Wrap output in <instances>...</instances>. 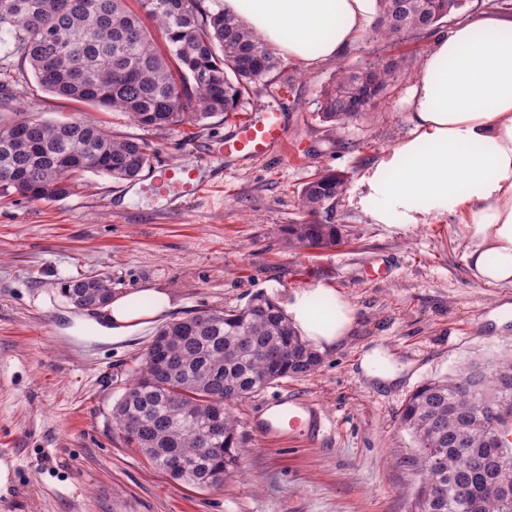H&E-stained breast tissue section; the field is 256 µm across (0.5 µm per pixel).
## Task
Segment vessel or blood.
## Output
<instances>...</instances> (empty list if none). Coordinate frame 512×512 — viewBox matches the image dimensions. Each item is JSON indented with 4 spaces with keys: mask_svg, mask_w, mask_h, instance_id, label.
<instances>
[{
    "mask_svg": "<svg viewBox=\"0 0 512 512\" xmlns=\"http://www.w3.org/2000/svg\"><path fill=\"white\" fill-rule=\"evenodd\" d=\"M289 119L285 112H263L237 126L219 148L218 159L228 161L237 157L254 160L279 154L288 140ZM153 191L163 197L191 201L201 197L213 182L210 164L173 166L163 170L149 168L146 175ZM278 406L291 409L293 425L302 426L307 439L319 437L325 428V416L313 403L280 396Z\"/></svg>",
    "mask_w": 512,
    "mask_h": 512,
    "instance_id": "1",
    "label": "vessel or blood"
}]
</instances>
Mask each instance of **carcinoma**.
Wrapping results in <instances>:
<instances>
[{
  "mask_svg": "<svg viewBox=\"0 0 512 512\" xmlns=\"http://www.w3.org/2000/svg\"><path fill=\"white\" fill-rule=\"evenodd\" d=\"M0 0V38L56 95L127 114L140 128L203 127L240 110L278 61L258 36L204 0ZM466 4L456 0H376L374 32L387 40L434 30ZM161 33L152 36L148 23ZM397 63L378 59L360 72L338 70L321 117L344 124L360 96L386 88ZM150 163L147 143L89 120L49 122L22 114L0 124V196L29 202L66 198L87 172L134 182ZM346 178L326 172L301 191L311 220L288 225V244L324 250L340 228L316 220ZM71 303L112 300L108 275L61 285ZM318 352L263 293L236 310L202 309L161 327L112 408L124 444L169 479L193 489L223 486L245 449L231 406L283 378L320 365ZM512 416V361L474 364L430 379L409 395L400 422L419 448L420 484L410 512H512L497 491V470L512 469V443L498 433ZM219 431L204 440V429ZM463 437L466 445L456 446Z\"/></svg>",
  "mask_w": 512,
  "mask_h": 512,
  "instance_id": "1",
  "label": "carcinoma"
}]
</instances>
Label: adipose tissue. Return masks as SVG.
<instances>
[{
	"mask_svg": "<svg viewBox=\"0 0 512 512\" xmlns=\"http://www.w3.org/2000/svg\"><path fill=\"white\" fill-rule=\"evenodd\" d=\"M370 0H224L289 59H339L367 20ZM411 133L361 179L357 204L374 223L406 227L465 214L468 260L489 284L512 283V16L483 12L455 25L424 57L412 88ZM142 288L114 296L92 325L121 340L171 308ZM288 314L319 349L346 336L350 306L318 283L293 293Z\"/></svg>",
	"mask_w": 512,
	"mask_h": 512,
	"instance_id": "ef3b65f1",
	"label": "adipose tissue"
}]
</instances>
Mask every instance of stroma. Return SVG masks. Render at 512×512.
Masks as SVG:
<instances>
[{"mask_svg": "<svg viewBox=\"0 0 512 512\" xmlns=\"http://www.w3.org/2000/svg\"><path fill=\"white\" fill-rule=\"evenodd\" d=\"M433 34L393 44L364 30L337 61L314 68L281 57L241 115L287 108V158L230 161L196 201L168 199L141 182L86 173L75 194L32 203L0 197V512H409L419 482L417 447L401 411L422 382L512 356V285L476 277L464 218L398 228L376 224L351 199L363 174L408 136L411 89ZM396 60L377 102L347 125L319 116L338 66ZM90 119L143 137L155 165L212 161L234 125L212 118L185 139L181 129L142 131L120 112L68 100L29 81L0 88V119ZM343 173L341 194L320 219L338 225L339 245L289 247L284 230L305 222L300 192L314 174ZM112 278L114 293L160 286L170 319L198 309L233 310L261 292L283 302L323 281L354 310L353 324L312 375L282 379L234 408L246 453L219 490L170 481L112 425V406L156 334L150 325L112 343L93 327L71 334L74 306L61 284L79 275ZM386 349L404 374L394 384L365 378L362 355ZM316 403L326 417L317 441L267 439L249 422L283 394Z\"/></svg>", "mask_w": 512, "mask_h": 512, "instance_id": "35a3bbf8", "label": "stroma"}]
</instances>
